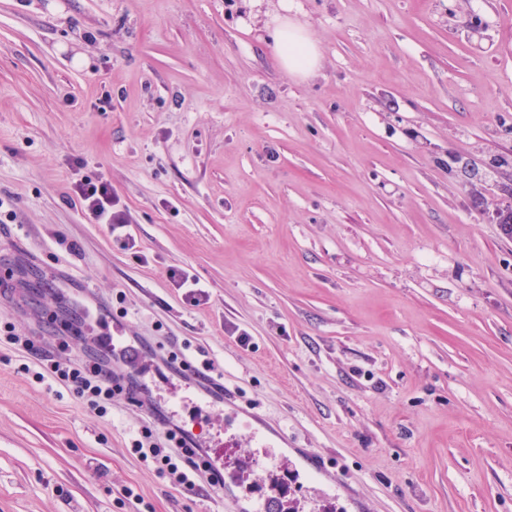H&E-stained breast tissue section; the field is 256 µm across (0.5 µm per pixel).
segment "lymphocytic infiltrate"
<instances>
[{"label": "lymphocytic infiltrate", "instance_id": "obj_1", "mask_svg": "<svg viewBox=\"0 0 512 512\" xmlns=\"http://www.w3.org/2000/svg\"><path fill=\"white\" fill-rule=\"evenodd\" d=\"M74 193L90 217L96 223L107 225L123 249L134 248L135 240L127 230V213L120 208L111 183L79 181L74 185ZM126 314L122 307L115 309L101 304L92 310L76 302L48 315L47 321L56 326V333H47L38 325L20 335L13 324L7 323L0 327V340L34 355L37 366L34 379L63 387L97 414H107L117 402L136 406L142 423L131 441V451L163 482L176 488L191 489L204 484L215 490L223 489L224 481L209 448L192 431L174 421L137 377L114 364L111 354L100 345H89L79 351L71 347L67 330L84 325L94 315L107 319L122 318ZM134 342L158 365L195 384L206 396L223 400L224 377L213 360H195L183 348L172 344L154 345L142 336L135 337Z\"/></svg>", "mask_w": 512, "mask_h": 512}]
</instances>
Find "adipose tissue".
I'll return each mask as SVG.
<instances>
[{"label":"adipose tissue","instance_id":"ef3b65f1","mask_svg":"<svg viewBox=\"0 0 512 512\" xmlns=\"http://www.w3.org/2000/svg\"><path fill=\"white\" fill-rule=\"evenodd\" d=\"M280 7L283 15L271 29L278 65L290 76L307 77L321 66L320 47L308 30L290 19L293 4L282 0Z\"/></svg>","mask_w":512,"mask_h":512}]
</instances>
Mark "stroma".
<instances>
[{
  "label": "stroma",
  "instance_id": "35a3bbf8",
  "mask_svg": "<svg viewBox=\"0 0 512 512\" xmlns=\"http://www.w3.org/2000/svg\"><path fill=\"white\" fill-rule=\"evenodd\" d=\"M295 2L305 81L266 40L279 0H0V268L35 258L0 322L124 294L123 336L204 351L289 463L323 456L335 512H512V235L484 209L512 203V0ZM101 178L145 262L70 203ZM24 362L0 344V512H232L131 453L132 406ZM169 277L175 283L177 288H189L183 295L187 304L197 306L201 301L206 300V292L202 289H198V282L187 274V272L181 269L171 268L169 270Z\"/></svg>",
  "mask_w": 512,
  "mask_h": 512
}]
</instances>
